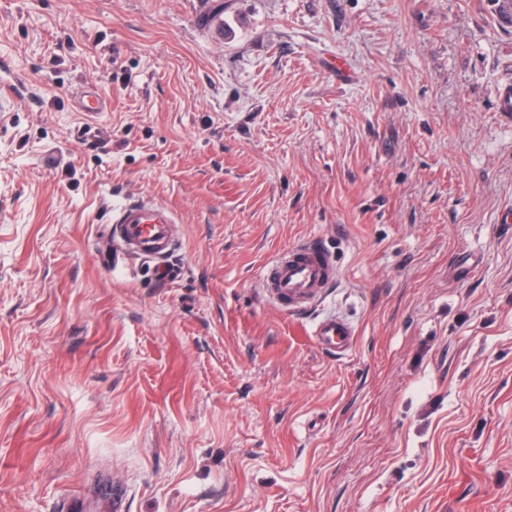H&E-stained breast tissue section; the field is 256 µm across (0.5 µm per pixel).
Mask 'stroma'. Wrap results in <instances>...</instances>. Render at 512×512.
Instances as JSON below:
<instances>
[{
  "label": "stroma",
  "instance_id": "obj_1",
  "mask_svg": "<svg viewBox=\"0 0 512 512\" xmlns=\"http://www.w3.org/2000/svg\"><path fill=\"white\" fill-rule=\"evenodd\" d=\"M345 61V75L331 63ZM0 512H512L494 0H0ZM98 90L97 121L76 109ZM178 218L102 264L113 204ZM336 358L262 288L309 238ZM310 336L321 350L343 357L353 348L355 329L340 317L326 316L315 320Z\"/></svg>",
  "mask_w": 512,
  "mask_h": 512
}]
</instances>
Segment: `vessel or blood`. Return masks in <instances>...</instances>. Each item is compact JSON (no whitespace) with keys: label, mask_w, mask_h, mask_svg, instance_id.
<instances>
[{"label":"vessel or blood","mask_w":512,"mask_h":512,"mask_svg":"<svg viewBox=\"0 0 512 512\" xmlns=\"http://www.w3.org/2000/svg\"><path fill=\"white\" fill-rule=\"evenodd\" d=\"M78 110L94 120L106 110L98 92L79 97ZM110 221L123 252L155 259L162 258L172 245L170 228L176 218L168 208L127 200L113 207ZM338 267L330 249L316 240L290 246L281 252L266 270L268 296L292 312L311 309L322 300L336 282ZM311 337L323 351L346 356L353 348L355 329L336 316L316 319Z\"/></svg>","instance_id":"vessel-or-blood-1"}]
</instances>
